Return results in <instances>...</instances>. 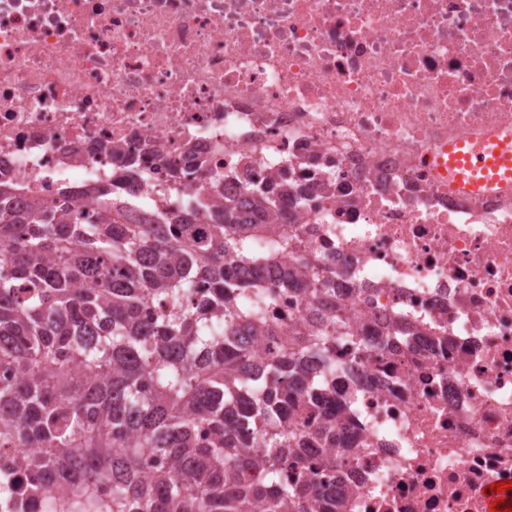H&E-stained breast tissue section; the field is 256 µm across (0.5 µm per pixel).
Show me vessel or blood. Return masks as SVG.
Returning a JSON list of instances; mask_svg holds the SVG:
<instances>
[{"instance_id":"1","label":"vessel or blood","mask_w":512,"mask_h":512,"mask_svg":"<svg viewBox=\"0 0 512 512\" xmlns=\"http://www.w3.org/2000/svg\"><path fill=\"white\" fill-rule=\"evenodd\" d=\"M447 176L455 192L479 194L506 186L512 177V136L490 138L468 151L449 147Z\"/></svg>"}]
</instances>
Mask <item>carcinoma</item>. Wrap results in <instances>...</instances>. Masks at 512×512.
<instances>
[{
  "label": "carcinoma",
  "instance_id": "carcinoma-1",
  "mask_svg": "<svg viewBox=\"0 0 512 512\" xmlns=\"http://www.w3.org/2000/svg\"><path fill=\"white\" fill-rule=\"evenodd\" d=\"M0 183V452L21 458L45 512H320L291 412L319 411L317 380L291 385L307 355L331 363L349 318L308 309V331L269 319L301 257L280 236L260 247L274 190L183 214L99 196L92 224L68 185L20 209ZM274 268L267 290L247 278ZM160 304L145 320L144 307ZM276 342L255 376L252 343ZM262 432V448L240 427ZM162 464L146 478V460Z\"/></svg>",
  "mask_w": 512,
  "mask_h": 512
}]
</instances>
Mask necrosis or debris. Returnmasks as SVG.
I'll use <instances>...</instances> for the list:
<instances>
[{"instance_id":"obj_1","label":"necrosis or debris","mask_w":512,"mask_h":512,"mask_svg":"<svg viewBox=\"0 0 512 512\" xmlns=\"http://www.w3.org/2000/svg\"><path fill=\"white\" fill-rule=\"evenodd\" d=\"M512 132V0H0V176L184 209L280 185L267 233L336 336L338 512H487L512 480V184L452 193L443 147Z\"/></svg>"}]
</instances>
